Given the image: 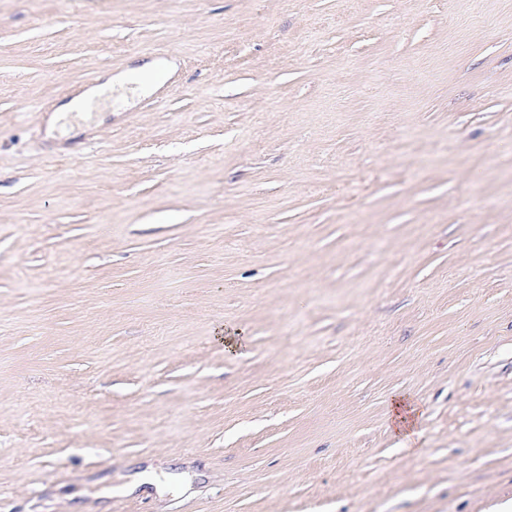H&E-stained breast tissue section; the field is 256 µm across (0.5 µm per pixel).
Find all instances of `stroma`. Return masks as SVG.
Listing matches in <instances>:
<instances>
[{
    "label": "stroma",
    "instance_id": "stroma-1",
    "mask_svg": "<svg viewBox=\"0 0 512 512\" xmlns=\"http://www.w3.org/2000/svg\"><path fill=\"white\" fill-rule=\"evenodd\" d=\"M511 500L512 0H0V512ZM419 410L417 401L405 392L396 393L389 405L392 430L408 450L415 448L420 439V432L417 429Z\"/></svg>",
    "mask_w": 512,
    "mask_h": 512
}]
</instances>
